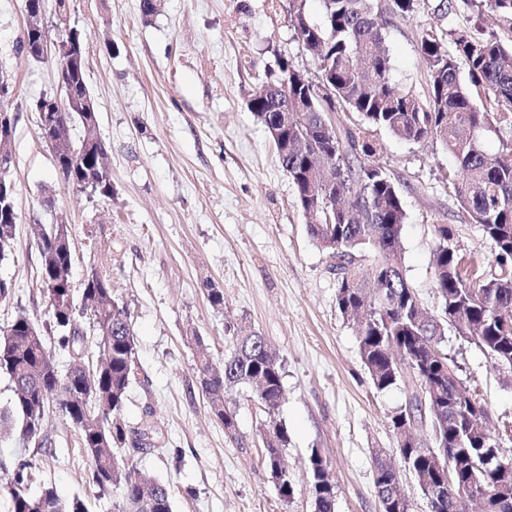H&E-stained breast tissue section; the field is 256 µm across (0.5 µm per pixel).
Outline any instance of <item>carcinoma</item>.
I'll use <instances>...</instances> for the list:
<instances>
[{"label": "carcinoma", "mask_w": 512, "mask_h": 512, "mask_svg": "<svg viewBox=\"0 0 512 512\" xmlns=\"http://www.w3.org/2000/svg\"><path fill=\"white\" fill-rule=\"evenodd\" d=\"M326 24H303L298 31L312 55L320 77L336 80L338 107L358 114L362 129L353 131L340 121L329 127L322 109L271 112L255 95L250 111L268 130L284 127L285 144L275 143L279 161L298 194L303 213L330 224H308L311 237L333 260L337 276L336 306L356 320L361 360L374 388L383 392L404 387L406 400L391 415L396 452L420 491L440 488L436 512H462L461 489L477 486L487 497V512H512V471L495 464L498 437L485 428L482 415L470 410V394L460 381L454 361L442 348L447 328L475 344L500 371L512 367V139L501 144L493 159L484 153L478 134L492 128L512 131V0H487L497 17L501 37L471 28L450 34L452 50L437 30H421L418 51L428 65L429 98L421 101L390 79V57L384 48V28L376 21L375 0H321ZM305 75L288 59L278 60L277 84L288 80V99L297 100L308 87L295 81ZM71 97L86 90L85 66L65 73ZM84 124L81 112L57 113L64 153L56 159L66 183L79 185L94 166L86 161L82 141L72 140L74 124ZM383 129L407 142H435L451 155L460 171L449 178L469 221L480 226L492 244L494 260L484 266L466 260L455 245L452 224L435 226L434 282L441 312L425 311L398 260L401 227L405 224L400 190L385 169L372 162L377 147L368 131ZM40 278L48 296L63 298L69 280L57 270L72 264L71 254L57 245L70 237L65 224L37 230ZM16 225L0 220V259L12 251ZM83 295L93 312L95 350L109 357L105 371L94 370L87 383L79 364L85 363L88 338L75 325V314L49 309L50 321L38 327L18 314L0 329V372L13 384L10 406L0 409V436L13 435L22 444L45 417L50 402L78 432L90 458L89 484L100 495L120 492L117 512H173L167 485L142 477L126 466L122 452L130 437L148 438L154 426L137 427L124 416L127 393L136 373V344L125 307L106 296L111 273L103 263L91 265ZM233 347L221 365L202 356L199 383L213 414L228 431L235 429L226 411V397L239 386L256 388L269 423L261 434L265 465L280 497L293 494L283 465L287 429L274 415L283 398L281 366L264 336L227 326ZM58 336V345L71 350L69 368L53 363L44 333ZM31 465L20 463L5 489L8 512H89L79 496L64 498L45 486L28 491ZM453 484H448V474ZM314 512H335L336 486L326 461L314 448L309 456ZM373 483L379 501L398 497L395 512H407L409 501L400 474L390 457L374 459Z\"/></svg>", "instance_id": "1"}]
</instances>
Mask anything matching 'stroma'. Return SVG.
Listing matches in <instances>:
<instances>
[{"instance_id":"1","label":"stroma","mask_w":512,"mask_h":512,"mask_svg":"<svg viewBox=\"0 0 512 512\" xmlns=\"http://www.w3.org/2000/svg\"><path fill=\"white\" fill-rule=\"evenodd\" d=\"M415 18L388 17L386 45L394 82L420 99L428 68L417 51L421 26L440 32L471 25L495 30L485 0H418ZM68 20L85 49V79L107 148L112 194L65 184L39 136L36 102L60 94L54 56L35 61L21 47L24 0H0V71L15 116L6 176L16 188V240L0 260L11 281L0 301V327L18 313L49 321L37 272L36 224L67 225L73 245L70 297L82 328L86 272L93 259L111 270L112 295L135 333L137 375L125 413L151 419L154 447L128 454L130 467L164 482L174 512H313L311 449L326 457L336 483V512H381L373 484L378 450L394 453L391 413L406 393L376 391L361 362L356 328L336 307L332 261L310 236L296 189L279 164L265 127L248 109L250 94L276 74L278 58L310 79L318 72L289 17L288 0H160L143 18L139 0H69ZM375 163L400 187L407 219L401 249L408 282L438 313L432 252L434 227L452 224L466 257L489 264L490 241L471 224L448 175L453 158L440 145L374 131ZM52 207H45L46 196ZM224 293L214 309L208 288ZM264 336L282 365L284 399L267 414L251 389L226 404L236 420L225 432L197 378L200 349L217 359L232 347L228 326ZM203 338L202 345L188 339ZM443 347L461 382L491 410L501 454L512 459V385L486 356L455 332ZM288 430L283 450L293 495L282 501L263 463L260 433L269 419ZM52 443L0 441V484L32 462L30 493L54 485L84 497L89 512H115L118 493L90 489V459L72 426L50 413Z\"/></svg>"}]
</instances>
